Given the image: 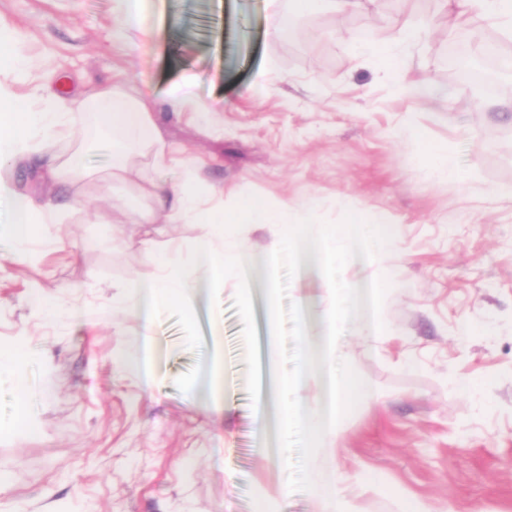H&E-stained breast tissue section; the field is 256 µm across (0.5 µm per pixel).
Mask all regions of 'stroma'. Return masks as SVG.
<instances>
[{
	"mask_svg": "<svg viewBox=\"0 0 512 512\" xmlns=\"http://www.w3.org/2000/svg\"><path fill=\"white\" fill-rule=\"evenodd\" d=\"M119 0H0L11 45L31 80L88 92L116 86L155 93L154 119L173 152L198 160L203 187L224 202L259 200L293 214L317 202L332 229L381 215L395 241L349 279L382 289L362 296L338 359L361 390L348 397L342 433L280 458L255 420L258 350L276 335L277 370L291 375L325 327L320 300L331 263L305 271L275 263L276 224H239L224 240L259 264L250 277L224 269V286L200 294L192 313L172 306L157 320L152 387L122 367L135 355L137 315L110 302L112 288L152 276L179 249L198 278L199 224L155 225L143 192L158 173L131 156L135 181L110 178L112 138L58 144L82 151L89 177L35 187L23 166L0 174L67 205L65 249L46 246L17 266L0 244V341L25 358L26 400L0 383V468L11 484L0 512H259L262 494L282 512H333L322 491L356 479L369 490L354 512H512V68L474 95L453 77L448 40L461 36L480 65L488 49L512 50V30L480 21L448 24L444 0H371L359 14L330 7L300 14L280 0L293 35H266L269 0H136L149 39L113 31ZM419 29L405 61L422 98L396 97L361 49L384 43L391 23ZM192 79V103L166 89ZM223 112L207 111L212 98ZM417 136L401 137L403 122ZM446 149L468 181L434 173ZM112 221L95 223L96 208ZM54 305L32 308V289ZM224 312V412L202 392L213 357V309ZM469 332L457 333L460 324ZM381 327L384 342H366ZM468 396H459L456 386Z\"/></svg>",
	"mask_w": 512,
	"mask_h": 512,
	"instance_id": "1",
	"label": "stroma"
}]
</instances>
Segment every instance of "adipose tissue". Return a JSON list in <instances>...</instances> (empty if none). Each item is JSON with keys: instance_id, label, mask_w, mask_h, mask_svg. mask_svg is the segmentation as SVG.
I'll list each match as a JSON object with an SVG mask.
<instances>
[{"instance_id": "adipose-tissue-1", "label": "adipose tissue", "mask_w": 512, "mask_h": 512, "mask_svg": "<svg viewBox=\"0 0 512 512\" xmlns=\"http://www.w3.org/2000/svg\"><path fill=\"white\" fill-rule=\"evenodd\" d=\"M449 13L457 19L479 20L487 23L512 25V0H448ZM417 36L415 29L393 24L384 44L370 45L366 54L379 61L380 70L391 81L394 93L401 97L417 98L424 92L423 85L407 79L399 65L407 48ZM28 96L35 106L16 115L18 96L13 87L0 83V163L11 161L24 164L35 180L59 181L79 172L80 156L60 159L56 152L59 140H76L91 131L107 129L113 133L112 175L128 178L134 173L128 164L130 154L152 156L158 166H165L164 139L150 110L151 97L131 99L105 88L90 92L77 106H69L67 96L59 90L40 85L31 87ZM180 182L153 185L151 195L156 211L139 218L140 223L152 224L164 219L168 224L191 222L206 226L207 231L196 243V253L204 260L210 276L197 281L191 269L178 256H170L160 265L154 279L135 282L126 294L116 296L119 304H128L136 311L143 325L142 339L136 354L124 360V367L149 379L156 358V347L151 335L158 316L174 304L193 307L198 288H216L224 283V253L216 247L233 224H277L282 228L279 247L272 257L290 255L292 241L305 244V255L314 258L325 254L335 266L338 276L328 291L333 302L326 311L329 335L322 342L310 346L304 365L297 378L273 383L271 398L258 399L255 409L258 433L267 430V408L276 406L282 429L299 428L318 435L339 433L345 415L344 398L351 389L349 377L339 374L331 365L339 337L337 331L355 316L357 286L345 278L344 272L360 259H377L384 255L393 242L390 225L384 218L356 219L339 234L328 229H315V206H308L306 221L290 219L287 211L254 202L243 207H224L213 202L208 190L202 189L196 177V165L187 161ZM65 218L61 206L36 197L34 192L19 189L13 179L0 175V241L12 247L15 263H28L33 247L40 242H56L59 226ZM323 379L322 392L316 403L291 406L287 400L291 390L312 372Z\"/></svg>"}]
</instances>
